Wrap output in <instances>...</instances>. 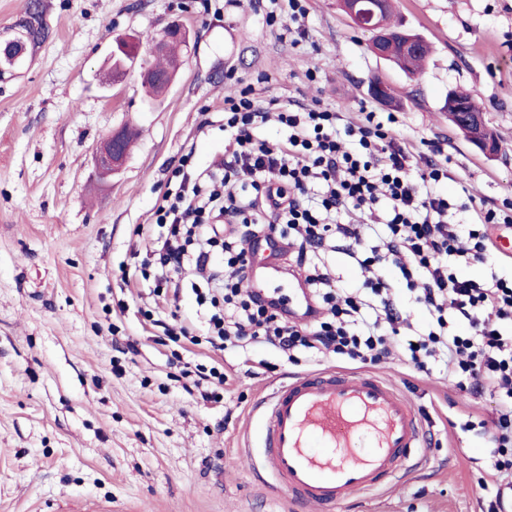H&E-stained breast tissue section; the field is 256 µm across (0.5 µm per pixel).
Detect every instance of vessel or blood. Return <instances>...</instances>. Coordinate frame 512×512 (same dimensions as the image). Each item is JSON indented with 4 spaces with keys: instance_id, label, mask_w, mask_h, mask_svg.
I'll return each mask as SVG.
<instances>
[{
    "instance_id": "vessel-or-blood-1",
    "label": "vessel or blood",
    "mask_w": 512,
    "mask_h": 512,
    "mask_svg": "<svg viewBox=\"0 0 512 512\" xmlns=\"http://www.w3.org/2000/svg\"><path fill=\"white\" fill-rule=\"evenodd\" d=\"M272 257L250 265L257 291L280 271ZM285 308L314 318L306 284L295 280ZM263 465L290 502L340 512L356 495L381 489L404 471L429 464L422 419L407 396L384 378L333 366L302 373L274 387L260 404Z\"/></svg>"
}]
</instances>
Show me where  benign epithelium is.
I'll return each instance as SVG.
<instances>
[{"label": "benign epithelium", "instance_id": "1", "mask_svg": "<svg viewBox=\"0 0 512 512\" xmlns=\"http://www.w3.org/2000/svg\"><path fill=\"white\" fill-rule=\"evenodd\" d=\"M394 5V0H343L344 11L351 21L374 34L378 56L392 62L417 52L422 42V37L415 33L394 31L386 25V11ZM27 53L25 35L19 31L9 41L0 42V68L5 63L18 66ZM455 126L484 154L494 153L496 144L486 127L483 115L467 113L457 119ZM98 157L101 168L107 173L124 162L126 151L120 133H113L102 142Z\"/></svg>", "mask_w": 512, "mask_h": 512}]
</instances>
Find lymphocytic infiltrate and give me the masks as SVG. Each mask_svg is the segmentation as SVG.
<instances>
[{
    "mask_svg": "<svg viewBox=\"0 0 512 512\" xmlns=\"http://www.w3.org/2000/svg\"><path fill=\"white\" fill-rule=\"evenodd\" d=\"M272 117L286 133L274 143L261 134ZM224 130L232 144L221 169H196L184 155L176 187L155 211L157 224L168 228L153 243L160 278L193 269L204 285L197 300L209 307L210 346L221 351L248 340L374 365L389 356V340L401 338L416 372L426 373L427 358L443 356L450 382L495 397L492 468L512 473V333L505 330L512 324V276L475 280L457 273L488 261L489 229L512 224V203L479 211L477 224H460L454 215L469 212V202L437 191L448 177L447 160L417 161L372 112L353 123L338 112L244 89L224 99ZM268 229L293 248L299 265L308 251L339 241L361 270L390 263L434 329L418 333L394 308L384 280L368 278L364 291L340 294L330 290V274L319 265L305 279L318 317L307 324L288 320L276 299L243 286L247 245ZM454 319L467 333H450Z\"/></svg>",
    "mask_w": 512,
    "mask_h": 512,
    "instance_id": "f902f5d3",
    "label": "lymphocytic infiltrate"
}]
</instances>
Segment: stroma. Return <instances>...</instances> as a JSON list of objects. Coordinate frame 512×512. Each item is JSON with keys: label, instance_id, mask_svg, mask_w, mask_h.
Returning a JSON list of instances; mask_svg holds the SVG:
<instances>
[{"label": "stroma", "instance_id": "obj_1", "mask_svg": "<svg viewBox=\"0 0 512 512\" xmlns=\"http://www.w3.org/2000/svg\"><path fill=\"white\" fill-rule=\"evenodd\" d=\"M52 33L19 77L0 81V512H292L262 483L244 445H258L257 402L270 384L306 371L270 347L212 352L164 333L196 307L193 294L154 293L155 204L185 154L220 158L224 98L318 104L355 121L376 112L428 157H448V196L477 207L512 202V0H397L393 20L432 51L407 77L369 49L339 0H303L307 34L268 24L269 0H41ZM190 34L166 93L147 100L137 71L101 81L120 38ZM400 99L381 105L369 82ZM470 93L496 136L495 156L464 140L443 107ZM139 138L103 176L96 150L111 132ZM218 367L219 398L185 365ZM374 372L404 392L433 435L431 467L358 496L340 512H485L489 444L464 430L491 420L495 399L397 360ZM465 451L468 463L456 460Z\"/></svg>", "mask_w": 512, "mask_h": 512}]
</instances>
